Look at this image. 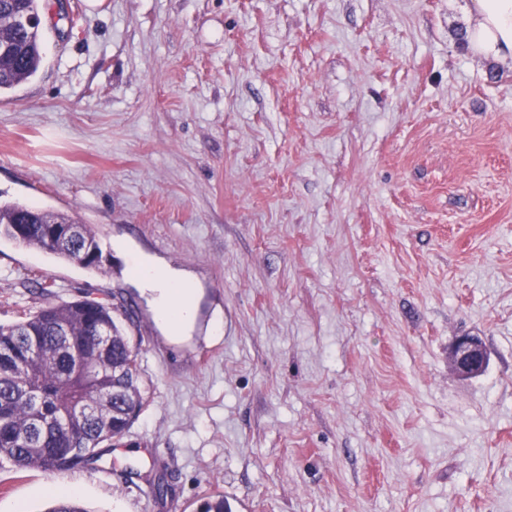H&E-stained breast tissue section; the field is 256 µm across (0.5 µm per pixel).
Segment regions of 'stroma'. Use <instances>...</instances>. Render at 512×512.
I'll return each instance as SVG.
<instances>
[{"label":"stroma","mask_w":512,"mask_h":512,"mask_svg":"<svg viewBox=\"0 0 512 512\" xmlns=\"http://www.w3.org/2000/svg\"><path fill=\"white\" fill-rule=\"evenodd\" d=\"M469 0H67L0 96V201L90 225L99 268L0 237V324L112 305L148 405L0 512H512V60ZM188 273L171 344L129 257ZM49 291H41V284ZM475 336L464 379L449 348ZM168 486L165 499L145 495ZM449 357L457 373L470 378L483 371L487 354L477 337L459 336L450 347Z\"/></svg>","instance_id":"obj_1"}]
</instances>
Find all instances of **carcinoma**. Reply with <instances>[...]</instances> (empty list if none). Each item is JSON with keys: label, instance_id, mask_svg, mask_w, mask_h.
Returning <instances> with one entry per match:
<instances>
[{"label": "carcinoma", "instance_id": "1", "mask_svg": "<svg viewBox=\"0 0 512 512\" xmlns=\"http://www.w3.org/2000/svg\"><path fill=\"white\" fill-rule=\"evenodd\" d=\"M41 0H0V95L35 76L44 61L39 27L15 22L37 16ZM74 221L60 212L0 202V237L20 241L85 268L99 267L95 232L78 225L71 246L56 248L47 237ZM83 347L94 377L73 375L69 350ZM138 349L100 301L49 303L10 325H0V458L20 467L46 469L52 449L68 471L97 459L104 444L120 440L147 406L140 387ZM47 512H89L72 497L53 500ZM199 512H230L216 493Z\"/></svg>", "mask_w": 512, "mask_h": 512}]
</instances>
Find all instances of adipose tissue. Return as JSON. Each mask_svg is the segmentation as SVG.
Wrapping results in <instances>:
<instances>
[{"mask_svg": "<svg viewBox=\"0 0 512 512\" xmlns=\"http://www.w3.org/2000/svg\"><path fill=\"white\" fill-rule=\"evenodd\" d=\"M467 29L469 49L485 58H512V0H471ZM165 337L184 341L195 322L197 292L177 270L143 259L138 275Z\"/></svg>", "mask_w": 512, "mask_h": 512, "instance_id": "adipose-tissue-1", "label": "adipose tissue"}]
</instances>
